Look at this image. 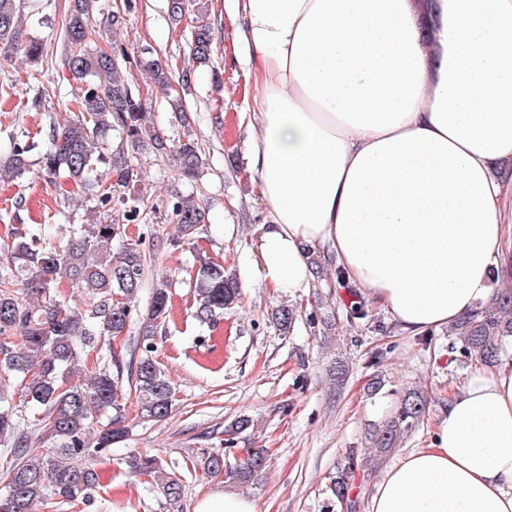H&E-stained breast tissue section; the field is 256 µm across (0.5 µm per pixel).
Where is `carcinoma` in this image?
Here are the masks:
<instances>
[{
  "mask_svg": "<svg viewBox=\"0 0 512 512\" xmlns=\"http://www.w3.org/2000/svg\"><path fill=\"white\" fill-rule=\"evenodd\" d=\"M20 2L0 0V51L21 46ZM95 3L70 0L65 21L63 64L79 87L75 112L63 127L48 131L36 159L39 143L13 142L0 160V171L16 178L35 166L42 176L64 181L102 207L115 196L130 201L125 221L134 223L146 211L136 191V156L169 153L178 176L187 181L203 176L205 162L192 131L170 147L146 123L145 98L132 92L120 62L126 57L123 46H113L110 53L90 48L89 18ZM190 51L196 61L210 59L214 37L208 26L192 33ZM146 68L152 84L172 88L170 65L151 60ZM112 130L121 134L116 150L107 141ZM171 213L178 224L177 236L170 239L176 250L191 244L201 227L211 223L209 210L191 195L175 197ZM70 220L62 238L51 234L48 224H21L0 237V447L14 457L0 471V512H33L38 503L46 512H55L60 504L72 509L90 505L98 489L91 459L127 436L130 397L136 398L144 422L167 420L176 405L177 388L155 358V336L169 311L173 280L164 277L152 288L141 314V354L130 375L123 377L112 338L131 321L146 255L140 242L124 234V224L106 217ZM188 274L200 319L239 302V283L224 262L200 252ZM63 278L81 292L79 303L60 291ZM19 283L20 290L15 288ZM297 313L289 306L278 307L271 320L285 335ZM448 335L465 356L495 366L502 342L512 337V290L496 293L452 325ZM425 413V401L414 392L405 395L395 415L379 428L375 451L383 455L393 450ZM31 433L41 444L38 451L28 448ZM126 465L130 473L160 487L167 503L178 502L179 482L167 475L161 458L134 453ZM189 466L207 479L243 484L267 468L268 458L254 452L230 463L226 454L204 449L191 457ZM350 490L347 473L331 488L339 503L354 508Z\"/></svg>",
  "mask_w": 512,
  "mask_h": 512,
  "instance_id": "cac0c4a2",
  "label": "carcinoma"
}]
</instances>
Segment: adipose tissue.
Segmentation results:
<instances>
[{
    "label": "adipose tissue",
    "instance_id": "ef3b65f1",
    "mask_svg": "<svg viewBox=\"0 0 512 512\" xmlns=\"http://www.w3.org/2000/svg\"><path fill=\"white\" fill-rule=\"evenodd\" d=\"M255 172L256 273L281 297L333 257L404 331L453 323L512 277V0H235ZM370 512H512V364L448 397Z\"/></svg>",
    "mask_w": 512,
    "mask_h": 512
}]
</instances>
